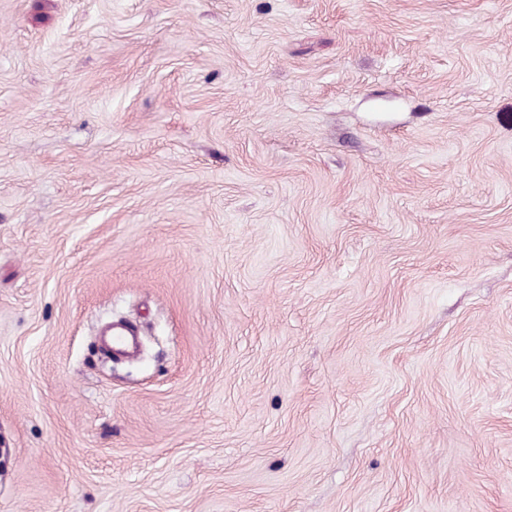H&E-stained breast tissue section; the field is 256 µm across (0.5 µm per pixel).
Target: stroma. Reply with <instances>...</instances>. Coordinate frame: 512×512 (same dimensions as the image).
Here are the masks:
<instances>
[{"label":"stroma","mask_w":512,"mask_h":512,"mask_svg":"<svg viewBox=\"0 0 512 512\" xmlns=\"http://www.w3.org/2000/svg\"><path fill=\"white\" fill-rule=\"evenodd\" d=\"M0 512H512V0H0ZM102 343L105 348L114 352L132 354L136 345L135 332L126 325H114L102 333Z\"/></svg>","instance_id":"35a3bbf8"}]
</instances>
